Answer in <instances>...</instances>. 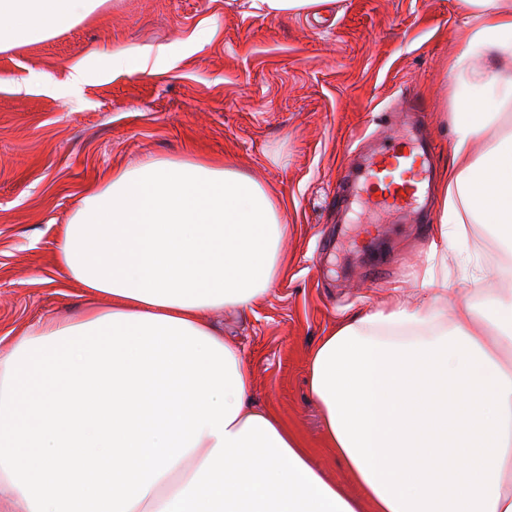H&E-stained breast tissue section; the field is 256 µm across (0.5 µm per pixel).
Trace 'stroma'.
<instances>
[{"instance_id": "35a3bbf8", "label": "stroma", "mask_w": 512, "mask_h": 512, "mask_svg": "<svg viewBox=\"0 0 512 512\" xmlns=\"http://www.w3.org/2000/svg\"><path fill=\"white\" fill-rule=\"evenodd\" d=\"M463 16L462 0H327L278 17L246 0H105L62 33L0 51V353L38 320L81 316L85 298L52 253L88 188L152 158H231L282 203L290 231L268 293L214 322L251 367L255 406L351 487L325 446L308 352L394 288H422L434 200L416 218L366 222L359 173L406 137L427 141L431 172L449 165ZM133 49L149 70L114 69ZM493 238L471 224L450 242L449 307L512 293V255L491 265Z\"/></svg>"}]
</instances>
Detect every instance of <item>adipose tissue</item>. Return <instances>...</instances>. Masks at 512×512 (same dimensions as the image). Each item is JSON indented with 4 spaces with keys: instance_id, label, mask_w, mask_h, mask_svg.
Segmentation results:
<instances>
[{
    "instance_id": "obj_1",
    "label": "adipose tissue",
    "mask_w": 512,
    "mask_h": 512,
    "mask_svg": "<svg viewBox=\"0 0 512 512\" xmlns=\"http://www.w3.org/2000/svg\"><path fill=\"white\" fill-rule=\"evenodd\" d=\"M105 0H0V50ZM449 63L454 139L414 301L391 297L308 353L327 480L296 432L252 408V372L208 316L272 287L289 226L232 161L151 159L81 198L55 247L108 307L21 331L0 356V512H512V296L448 301V245L512 224V0H465ZM489 441L493 479L449 488Z\"/></svg>"
}]
</instances>
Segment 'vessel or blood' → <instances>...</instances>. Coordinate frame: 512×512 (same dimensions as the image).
I'll return each mask as SVG.
<instances>
[{
    "label": "vessel or blood",
    "instance_id": "vessel-or-blood-1",
    "mask_svg": "<svg viewBox=\"0 0 512 512\" xmlns=\"http://www.w3.org/2000/svg\"><path fill=\"white\" fill-rule=\"evenodd\" d=\"M424 153L425 145L421 142L411 143L405 150L391 146L380 151L364 172L367 186L364 209L413 214L430 179L419 162Z\"/></svg>",
    "mask_w": 512,
    "mask_h": 512
}]
</instances>
